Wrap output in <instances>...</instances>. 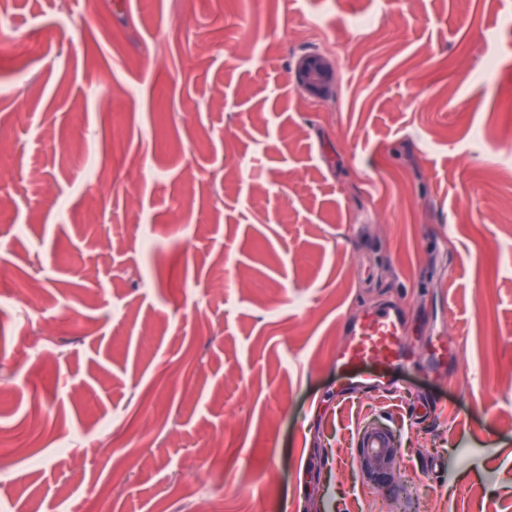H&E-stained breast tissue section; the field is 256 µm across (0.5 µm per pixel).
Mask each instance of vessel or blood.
I'll use <instances>...</instances> for the list:
<instances>
[{
    "mask_svg": "<svg viewBox=\"0 0 512 512\" xmlns=\"http://www.w3.org/2000/svg\"><path fill=\"white\" fill-rule=\"evenodd\" d=\"M406 324L405 311L397 306L364 311L336 352L337 369L347 371L364 364L389 367L409 361Z\"/></svg>",
    "mask_w": 512,
    "mask_h": 512,
    "instance_id": "vessel-or-blood-1",
    "label": "vessel or blood"
}]
</instances>
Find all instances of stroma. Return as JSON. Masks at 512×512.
Masks as SVG:
<instances>
[{"label":"stroma","mask_w":512,"mask_h":512,"mask_svg":"<svg viewBox=\"0 0 512 512\" xmlns=\"http://www.w3.org/2000/svg\"><path fill=\"white\" fill-rule=\"evenodd\" d=\"M5 8V512H512V0ZM384 302L413 359L345 388ZM294 71L298 87L312 101L324 100L336 89V61L327 52L300 56ZM370 431H364L359 443L358 450L361 455V466L370 481H376L381 478L386 479L393 475L399 450L394 447L390 436L389 446L378 448V439ZM369 448L377 449L371 450Z\"/></svg>","instance_id":"1"}]
</instances>
